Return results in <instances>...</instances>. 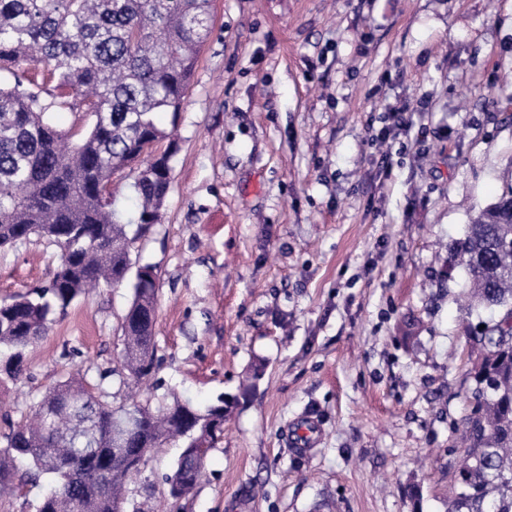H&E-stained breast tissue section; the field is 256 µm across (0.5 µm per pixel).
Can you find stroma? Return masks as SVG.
Returning <instances> with one entry per match:
<instances>
[{"mask_svg": "<svg viewBox=\"0 0 512 512\" xmlns=\"http://www.w3.org/2000/svg\"><path fill=\"white\" fill-rule=\"evenodd\" d=\"M178 151L141 261L160 274L152 406L225 398L224 434L189 495L154 449L125 512H448L469 350L448 246L512 188V0H214ZM413 128L382 165L389 112ZM41 241L0 252V301L44 285ZM131 290L57 317L0 431L71 368H118ZM264 374L242 393L255 364ZM314 414V448L286 428Z\"/></svg>", "mask_w": 512, "mask_h": 512, "instance_id": "1", "label": "stroma"}]
</instances>
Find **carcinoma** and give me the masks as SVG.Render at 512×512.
<instances>
[{
	"label": "carcinoma",
	"instance_id": "cac0c4a2",
	"mask_svg": "<svg viewBox=\"0 0 512 512\" xmlns=\"http://www.w3.org/2000/svg\"><path fill=\"white\" fill-rule=\"evenodd\" d=\"M212 26L213 0H0V74L13 79L0 85V251L36 238L60 253L46 285L0 303V376L23 377L29 352L86 289L127 283L132 290L121 369L100 374L96 385L57 384L33 404L32 417L0 434V491L16 488L18 460L36 477H54L39 512H124L129 463L112 455V431L128 416L137 429L126 447L142 460L169 442L180 443L183 456L208 451L224 435L206 429L211 405L116 409L103 388L114 375L125 386L155 373L159 282L130 278L128 249L156 225L171 187L177 144L156 116L177 120ZM64 88L72 94H61ZM63 109L93 120L68 135L51 120ZM124 170L135 174L137 210L129 219L103 195V181ZM510 240L512 191L481 210L449 248L450 269L465 273L469 309L498 317L466 336L477 354L448 512H512ZM85 396L98 410L93 422L72 408ZM90 430L98 451L83 459L71 440ZM204 473L180 458L172 471L183 496Z\"/></svg>",
	"mask_w": 512,
	"mask_h": 512
}]
</instances>
